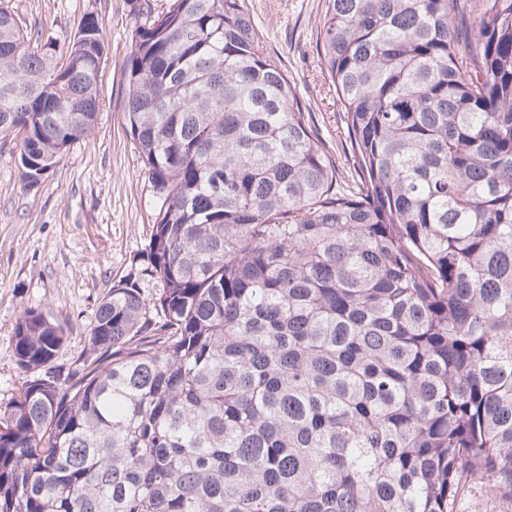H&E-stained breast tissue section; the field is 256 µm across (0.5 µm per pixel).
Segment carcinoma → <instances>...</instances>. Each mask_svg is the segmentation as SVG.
I'll use <instances>...</instances> for the list:
<instances>
[{
	"label": "carcinoma",
	"mask_w": 512,
	"mask_h": 512,
	"mask_svg": "<svg viewBox=\"0 0 512 512\" xmlns=\"http://www.w3.org/2000/svg\"><path fill=\"white\" fill-rule=\"evenodd\" d=\"M349 152L245 0L136 29L125 130L157 201L67 384L14 334L0 512H458L512 494V0H325ZM106 51L0 8V138L29 189L93 128ZM160 284L149 297L144 280ZM459 512H512V498L495 493L484 482H475L465 492Z\"/></svg>",
	"instance_id": "obj_1"
}]
</instances>
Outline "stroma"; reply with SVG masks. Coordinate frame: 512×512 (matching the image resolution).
<instances>
[{
  "mask_svg": "<svg viewBox=\"0 0 512 512\" xmlns=\"http://www.w3.org/2000/svg\"><path fill=\"white\" fill-rule=\"evenodd\" d=\"M29 36L57 44L80 21L98 16L106 43L99 70L97 123L34 189L24 188L15 139H0V405L18 395L25 375L12 336L29 309L65 328L53 362L59 380L80 367L99 304L126 276L147 243L155 200L125 131L123 68L137 27L172 0H0ZM267 50L278 56L320 139L342 152L336 94L316 51L324 0H246Z\"/></svg>",
  "mask_w": 512,
  "mask_h": 512,
  "instance_id": "stroma-1",
  "label": "stroma"
}]
</instances>
